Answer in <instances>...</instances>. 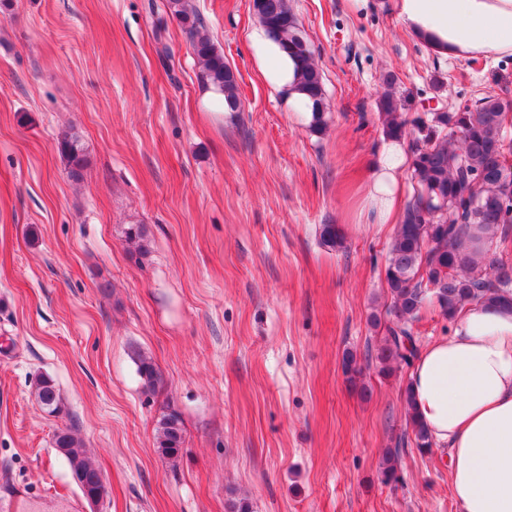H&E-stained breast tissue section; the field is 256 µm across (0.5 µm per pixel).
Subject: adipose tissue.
Masks as SVG:
<instances>
[{"instance_id":"obj_1","label":"adipose tissue","mask_w":512,"mask_h":512,"mask_svg":"<svg viewBox=\"0 0 512 512\" xmlns=\"http://www.w3.org/2000/svg\"><path fill=\"white\" fill-rule=\"evenodd\" d=\"M396 10L407 32L439 57L512 55V0H396ZM257 43L268 80L288 90L293 109L309 112L292 88V61L266 33ZM406 166L403 142L385 141L364 189L376 224L394 223ZM408 386L418 418L448 452L459 512H512V308L465 306L449 338L417 351Z\"/></svg>"}]
</instances>
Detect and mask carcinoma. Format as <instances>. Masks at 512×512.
I'll use <instances>...</instances> for the list:
<instances>
[{
	"mask_svg": "<svg viewBox=\"0 0 512 512\" xmlns=\"http://www.w3.org/2000/svg\"><path fill=\"white\" fill-rule=\"evenodd\" d=\"M168 6L184 26L201 64L203 81L224 93L227 111H239L237 76L224 62V54L191 0H168ZM252 8L268 37L294 60L296 89L312 102L310 130L322 132L326 125L323 77L297 15L288 0H253ZM376 106L384 136L409 140L412 186L385 266L393 318L386 324L378 347L367 349L365 354L366 362H376L379 373L389 376L415 357L418 348L412 324L426 303H435L450 320L473 302L512 306V262L493 252L495 246L508 247L506 229L512 226V163L507 159L512 154V139L508 138L512 96L488 95L454 112H421L411 118L401 100L387 90ZM57 144L69 176L80 179L86 154L78 136L66 132ZM342 367L353 384L362 376L363 366L351 351L344 352ZM138 374L148 392L155 391L161 382L158 368L147 357H139ZM36 393L46 412H64L52 378L41 377ZM403 398L408 432L385 451L381 478L387 484L398 481L405 445L412 443L423 454L433 445L412 411L409 389H404ZM182 444L179 416L164 414L157 426V452L174 460ZM55 447L69 467L82 469L81 494L94 493L100 473L77 434L69 429L56 436Z\"/></svg>",
	"mask_w": 512,
	"mask_h": 512,
	"instance_id": "carcinoma-1",
	"label": "carcinoma"
}]
</instances>
